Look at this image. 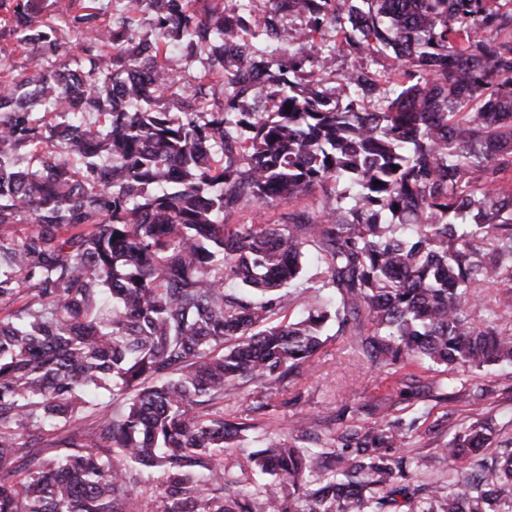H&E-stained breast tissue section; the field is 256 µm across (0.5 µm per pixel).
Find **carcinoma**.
<instances>
[{"label": "carcinoma", "mask_w": 512, "mask_h": 512, "mask_svg": "<svg viewBox=\"0 0 512 512\" xmlns=\"http://www.w3.org/2000/svg\"><path fill=\"white\" fill-rule=\"evenodd\" d=\"M96 2L44 20L41 0H0V39L36 59L25 76L0 67V512H390L401 491L402 512H512V441L478 454L488 420L448 441L467 466L423 496L407 486L420 461L388 454L417 419L349 430L336 452L296 446L299 418L250 455L277 481L240 500L221 456L254 425L218 411L245 383L279 389L332 320L384 365L512 363V321L469 314L512 280V0H370L361 26L349 0H274L260 21L224 0H128L116 19ZM291 10L309 27L285 35ZM237 30L285 48L258 58ZM329 31L355 59L391 52L374 111L363 66L337 87L345 111L323 106ZM175 47L233 75L218 111L201 88L178 116L160 104ZM318 189L319 209L230 223ZM301 280L314 302L288 318Z\"/></svg>", "instance_id": "obj_1"}]
</instances>
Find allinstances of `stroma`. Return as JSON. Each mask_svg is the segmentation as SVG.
<instances>
[{"label":"stroma","instance_id":"1","mask_svg":"<svg viewBox=\"0 0 512 512\" xmlns=\"http://www.w3.org/2000/svg\"><path fill=\"white\" fill-rule=\"evenodd\" d=\"M369 405L388 408L393 420L418 418L419 428L401 453L419 459L423 483L439 486L448 473L444 447L472 423L492 420L496 441L490 452L512 440V364L466 372L411 361L386 366L360 355L350 336L329 329L310 365L274 393L247 385L225 397V418L251 416L255 427L241 444L225 448L224 467L239 478L240 491L252 492L249 452L282 438L293 418H311L306 445L318 449L348 428L374 425L376 415L365 411Z\"/></svg>","mask_w":512,"mask_h":512}]
</instances>
